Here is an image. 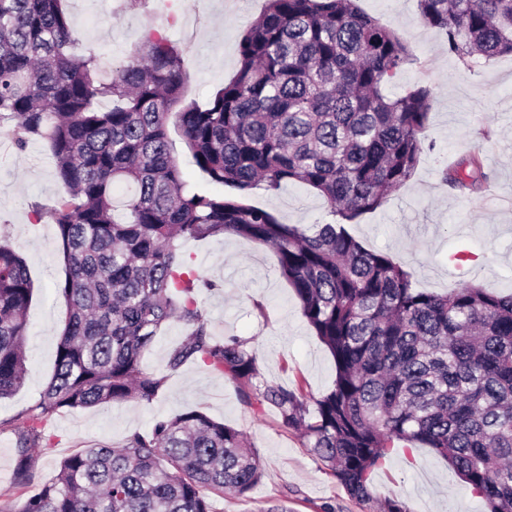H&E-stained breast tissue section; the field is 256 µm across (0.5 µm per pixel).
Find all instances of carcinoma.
<instances>
[{
	"mask_svg": "<svg viewBox=\"0 0 512 512\" xmlns=\"http://www.w3.org/2000/svg\"><path fill=\"white\" fill-rule=\"evenodd\" d=\"M64 2L0 0V123L10 121L19 150L43 141L68 189L49 208L67 316L52 377L23 418L15 483L28 480L32 451L52 448L54 413L159 395L167 376L146 371L142 358L176 321L187 338L167 369L197 361L236 383L246 402L277 408L351 499H372V473L403 442L433 449L489 512H512V291H423L350 232L435 148L424 136L430 90H387L414 61L407 42L356 0H267L243 34L236 74L199 105L185 101L189 73L170 39L148 29L107 75L94 50L75 51ZM417 6L464 64L512 55V0ZM177 104L195 165L226 192L187 188L168 134ZM441 176L458 190L487 180L476 153ZM259 182L310 187L332 220L281 222L247 202ZM226 235L275 249L279 276L332 355L333 387L313 402L259 381L246 340L211 335L199 300L210 283L177 241ZM33 292L25 258L0 243V400L26 380ZM262 476L242 431L188 411L118 447L65 457L16 512H217L214 498L244 496Z\"/></svg>",
	"mask_w": 512,
	"mask_h": 512,
	"instance_id": "cac0c4a2",
	"label": "carcinoma"
}]
</instances>
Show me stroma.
<instances>
[{"label":"stroma","instance_id":"obj_1","mask_svg":"<svg viewBox=\"0 0 512 512\" xmlns=\"http://www.w3.org/2000/svg\"><path fill=\"white\" fill-rule=\"evenodd\" d=\"M358 5L412 49L413 63L397 73L389 89L431 90L425 137L435 149L422 156L405 187L352 226L353 235L405 265L416 287L445 294L473 280L490 292L512 291V56L469 67L449 54L436 29L421 22L416 0H358ZM264 6L265 0H66L79 47L94 49L107 64L127 60L147 26L163 28L184 52L190 74L186 97L200 104L237 71L241 36ZM477 149L488 176L482 192L451 189L441 168ZM66 194L43 142L20 151L0 135V242L25 258L35 284L27 312L26 381L0 401V506L17 507L48 483L71 453L95 444L120 445L133 430L195 410L242 431L264 468L261 482L246 496L217 499V512H264L279 502L290 512H321L327 504L335 512H378L380 501L392 497L404 500L410 512H489L447 461L419 447L393 449L372 475L373 501L352 500L300 434L282 427L274 409L246 405L235 383L200 363L168 371L171 351L186 336L177 322L163 327L144 356L147 371L168 376L156 399L53 414L47 423L52 450L32 454L28 486H12L22 418L53 373L67 315L54 288L63 274L56 226L50 218L35 219L31 206L52 207ZM248 199L288 224L330 219L323 198L301 184L277 192L259 184ZM181 251L210 283L201 302L213 336L246 340L261 380L315 397L332 388L334 360L279 276L273 249L227 236L186 240Z\"/></svg>","mask_w":512,"mask_h":512}]
</instances>
